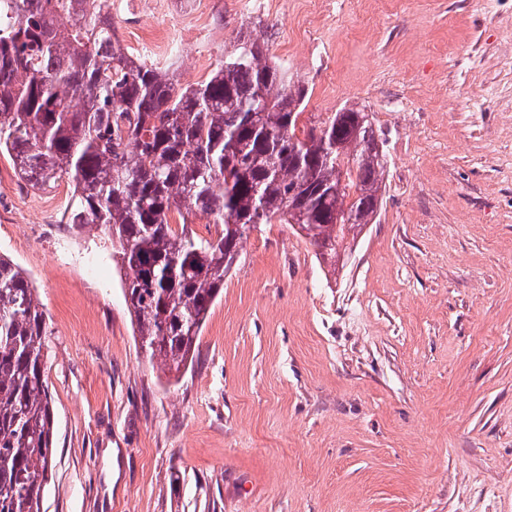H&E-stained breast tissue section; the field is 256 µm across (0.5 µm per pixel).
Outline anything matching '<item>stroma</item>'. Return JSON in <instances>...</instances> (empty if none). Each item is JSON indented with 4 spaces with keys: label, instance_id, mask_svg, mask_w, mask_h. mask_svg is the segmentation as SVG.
<instances>
[{
    "label": "stroma",
    "instance_id": "35a3bbf8",
    "mask_svg": "<svg viewBox=\"0 0 512 512\" xmlns=\"http://www.w3.org/2000/svg\"><path fill=\"white\" fill-rule=\"evenodd\" d=\"M130 0L137 58L178 17L180 84L240 34L371 112L377 223L338 276L287 224L243 243L171 373L141 350L120 245L61 221L0 154V255L47 317L55 410L42 512H512V0Z\"/></svg>",
    "mask_w": 512,
    "mask_h": 512
}]
</instances>
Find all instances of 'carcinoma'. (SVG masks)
I'll return each mask as SVG.
<instances>
[{
    "mask_svg": "<svg viewBox=\"0 0 512 512\" xmlns=\"http://www.w3.org/2000/svg\"><path fill=\"white\" fill-rule=\"evenodd\" d=\"M110 0H0V153L19 180H67L64 223L121 246L141 349L171 372L193 352L243 240L274 220L335 262L377 223L387 159L365 110L299 125L307 88L245 36L205 79L122 45ZM200 211L220 232H176ZM49 327L24 271L0 256V512H41L54 409Z\"/></svg>",
    "mask_w": 512,
    "mask_h": 512,
    "instance_id": "carcinoma-1",
    "label": "carcinoma"
}]
</instances>
